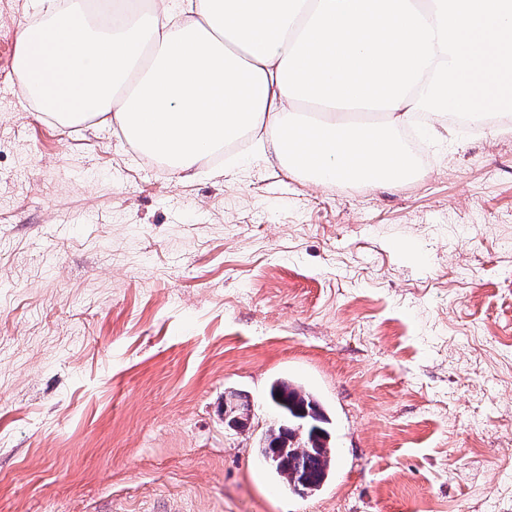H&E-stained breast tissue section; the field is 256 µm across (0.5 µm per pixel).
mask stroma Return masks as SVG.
<instances>
[{"label": "stroma", "mask_w": 512, "mask_h": 512, "mask_svg": "<svg viewBox=\"0 0 512 512\" xmlns=\"http://www.w3.org/2000/svg\"><path fill=\"white\" fill-rule=\"evenodd\" d=\"M417 135L395 186L248 143L183 180L0 63V512H512V129ZM279 378L329 420L312 494L259 460Z\"/></svg>", "instance_id": "1"}]
</instances>
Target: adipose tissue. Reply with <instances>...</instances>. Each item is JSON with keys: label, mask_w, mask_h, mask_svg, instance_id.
I'll return each instance as SVG.
<instances>
[{"label": "adipose tissue", "mask_w": 512, "mask_h": 512, "mask_svg": "<svg viewBox=\"0 0 512 512\" xmlns=\"http://www.w3.org/2000/svg\"><path fill=\"white\" fill-rule=\"evenodd\" d=\"M14 71L57 125H117L184 179L248 133L313 183L380 187L414 174L416 115L512 104V0H35Z\"/></svg>", "instance_id": "obj_1"}]
</instances>
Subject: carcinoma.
Segmentation results:
<instances>
[{
	"label": "carcinoma",
	"mask_w": 512,
	"mask_h": 512,
	"mask_svg": "<svg viewBox=\"0 0 512 512\" xmlns=\"http://www.w3.org/2000/svg\"><path fill=\"white\" fill-rule=\"evenodd\" d=\"M268 400L279 417L268 428L260 457L277 456L274 472L297 495L317 492L328 479L335 454L328 429L329 420L318 400L290 379H277L269 388ZM304 429L296 431L299 424Z\"/></svg>",
	"instance_id": "obj_1"
}]
</instances>
